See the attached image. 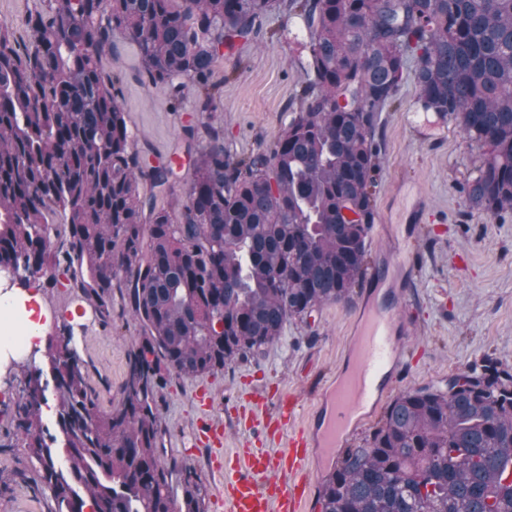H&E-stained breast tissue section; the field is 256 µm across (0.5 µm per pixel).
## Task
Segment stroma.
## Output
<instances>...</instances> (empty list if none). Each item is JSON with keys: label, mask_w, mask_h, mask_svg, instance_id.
<instances>
[{"label": "stroma", "mask_w": 512, "mask_h": 512, "mask_svg": "<svg viewBox=\"0 0 512 512\" xmlns=\"http://www.w3.org/2000/svg\"><path fill=\"white\" fill-rule=\"evenodd\" d=\"M267 34L219 58L213 79L221 97L213 119L224 127V144L236 155L265 148L288 122L304 75L298 44L307 35L298 17L270 14ZM105 71L120 80L121 103L136 148L150 147L154 158L178 152L177 128L201 120L191 106L171 109L160 90L147 86L136 45L116 39ZM380 179L374 195L375 222L364 268L386 267L387 295L401 297L397 339L403 370L393 389L384 391L364 412L344 442L358 447L382 419L396 393L423 386L447 388L449 378L480 365L498 362L512 370V211L490 216L473 209L460 186L476 160L456 126L420 112L413 79L402 84L396 102L380 115ZM408 243L415 264L394 266V252ZM355 286L350 304H327L310 322H288L280 339L258 361L225 367L193 379H172L162 390V422L168 456L194 467L208 487V512H222L216 499L224 485L210 449L186 448L182 440L201 417L192 402L198 388L213 399L210 419L224 425V446L254 440L234 410L236 403L274 394L296 397L303 424L312 427L325 388L342 373L354 342L353 305L367 290ZM39 293L45 322L38 350L25 357L0 356V512H51L48 490L36 486L26 448L14 433L12 415L33 367L43 365L51 338L70 330L72 345L84 364L102 408L123 398L129 350L135 329L112 298V320L102 324L79 293L46 279L14 286L9 296L25 305Z\"/></svg>", "instance_id": "obj_1"}]
</instances>
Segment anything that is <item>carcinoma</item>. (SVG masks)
<instances>
[{
	"instance_id": "obj_1",
	"label": "carcinoma",
	"mask_w": 512,
	"mask_h": 512,
	"mask_svg": "<svg viewBox=\"0 0 512 512\" xmlns=\"http://www.w3.org/2000/svg\"><path fill=\"white\" fill-rule=\"evenodd\" d=\"M273 12L308 32L288 124L244 157L220 124L182 125L191 181L177 212L157 207L140 186L164 192L175 166L133 146L102 58L127 39L172 108L214 112L221 49ZM24 26L23 43L0 26V272L25 286L63 268L104 322L117 289L138 327L109 410L69 334L28 373L13 426L53 512H206L196 470L164 459L159 392L257 360L288 321L349 302L375 223L380 112L409 71L420 109L478 151L470 206L512 210V0H39ZM472 373L396 396L324 479L319 512H512V374Z\"/></svg>"
}]
</instances>
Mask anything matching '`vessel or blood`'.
Instances as JSON below:
<instances>
[{
	"label": "vessel or blood",
	"instance_id": "1",
	"mask_svg": "<svg viewBox=\"0 0 512 512\" xmlns=\"http://www.w3.org/2000/svg\"><path fill=\"white\" fill-rule=\"evenodd\" d=\"M397 309L366 303L358 343L348 374L340 375L326 391L314 430L291 431L284 448L269 452L243 443L224 453L222 428L207 425L194 432L188 447L207 446L225 455L224 488L219 495L224 512H303L311 494L312 479L306 462L312 447L334 450L372 404L380 386L382 369L398 357L393 338ZM294 415L292 406L281 414L251 413L248 426L271 435Z\"/></svg>",
	"mask_w": 512,
	"mask_h": 512
}]
</instances>
